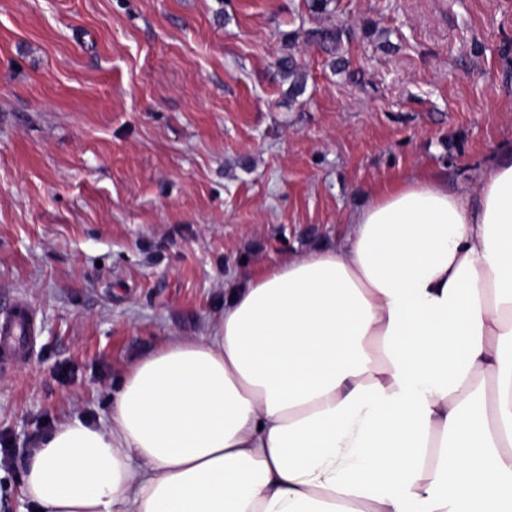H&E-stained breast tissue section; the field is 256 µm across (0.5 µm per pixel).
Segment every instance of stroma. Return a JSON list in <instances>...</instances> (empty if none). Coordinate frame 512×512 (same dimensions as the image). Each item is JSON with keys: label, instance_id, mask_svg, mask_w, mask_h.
Masks as SVG:
<instances>
[{"label": "stroma", "instance_id": "35a3bbf8", "mask_svg": "<svg viewBox=\"0 0 512 512\" xmlns=\"http://www.w3.org/2000/svg\"><path fill=\"white\" fill-rule=\"evenodd\" d=\"M506 150L512 0H0V299L35 321L0 365V512H27L36 440L106 419L225 288L343 241L386 186L474 190Z\"/></svg>", "mask_w": 512, "mask_h": 512}]
</instances>
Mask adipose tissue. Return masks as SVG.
Instances as JSON below:
<instances>
[{
    "label": "adipose tissue",
    "mask_w": 512,
    "mask_h": 512,
    "mask_svg": "<svg viewBox=\"0 0 512 512\" xmlns=\"http://www.w3.org/2000/svg\"><path fill=\"white\" fill-rule=\"evenodd\" d=\"M353 222L41 439L33 512H512V152Z\"/></svg>",
    "instance_id": "1"
}]
</instances>
